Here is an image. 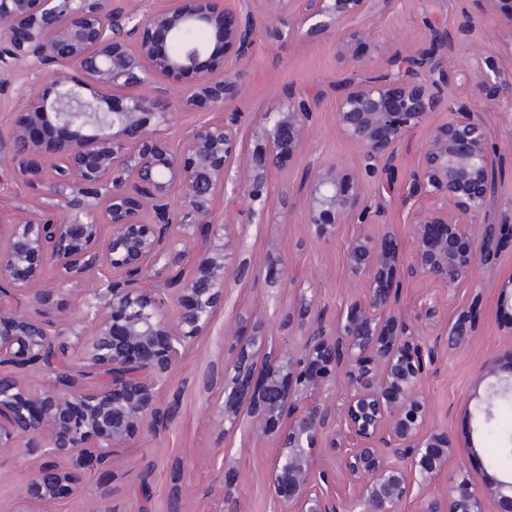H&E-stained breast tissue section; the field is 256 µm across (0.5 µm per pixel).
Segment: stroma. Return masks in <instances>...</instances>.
I'll return each instance as SVG.
<instances>
[{"instance_id": "1", "label": "stroma", "mask_w": 512, "mask_h": 512, "mask_svg": "<svg viewBox=\"0 0 512 512\" xmlns=\"http://www.w3.org/2000/svg\"><path fill=\"white\" fill-rule=\"evenodd\" d=\"M368 36L355 44L370 55L378 41L408 54L423 46L430 29L447 31L454 49L444 61L448 73L484 58L496 60L504 75L512 74V26L484 13L482 0H391L375 16L358 20ZM241 75L236 97L244 112L238 152L246 154L264 112L276 107L291 91L316 101L314 131L294 161L271 177V196L265 220L238 224L234 213L226 222L227 264L236 268L248 259L251 279L230 283L224 304L209 333L199 337L180 364L163 401L171 418L155 430L141 429L105 464L85 458L76 467L80 485L60 499L54 512H281L282 505L266 483L269 450L265 441L248 440L243 432L224 433L209 414L219 398L220 385L204 386L202 375H221L234 356L224 341L225 329L251 335L257 323L277 324L284 313L303 300H314L326 321H334L347 303L362 298L365 279L351 277L345 249L351 238L377 235L392 228L394 245L402 256L414 249V226L420 211L408 198L407 175L422 148L426 129L404 139L392 175L378 174L365 187L376 216L370 224H342L334 234L319 237L294 190L304 183L312 166L323 162L354 167L361 148L336 124V100L352 67L338 56L331 37L299 42L259 32L252 50L239 60ZM52 208L44 189H27L7 182L0 186V221L25 218L34 204ZM491 223L507 225L495 256L481 264L473 281L458 288L448 305L449 315L465 312L474 327L469 346L461 351L440 348L424 381L433 406L432 424L449 433L464 454L471 479L484 486L512 480V460L496 458L499 441L491 426L512 429V405L490 399V379L480 367L496 359L500 377L512 373V160L506 162L489 203ZM37 465L24 449L0 450V512H20L22 495Z\"/></svg>"}]
</instances>
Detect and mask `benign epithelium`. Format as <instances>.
<instances>
[{"mask_svg": "<svg viewBox=\"0 0 512 512\" xmlns=\"http://www.w3.org/2000/svg\"><path fill=\"white\" fill-rule=\"evenodd\" d=\"M490 15L507 13L512 0H483ZM389 0H165L149 14L112 0H0V74L53 82V96L32 88L34 104L7 133H0V171L35 188L48 180L58 219L36 208L22 222H0V449H27L44 460L21 512H51L77 477L59 460L92 452L112 459L144 426L163 423L171 409L161 394L193 342L211 328L228 284L220 205L236 207L241 224H253L268 203L273 170L291 164L310 142L315 103L290 92L265 113L253 148L239 161L244 113L233 103L235 64L255 41L262 9L292 10L294 26L278 36L339 34L336 52L352 73L336 101V123L362 149L353 168L316 165L298 190L308 225L318 236L340 224H367L373 203L363 174L390 166L406 134L443 108L448 120L430 127L409 180L412 195L427 201L416 222V248L406 259L393 251V233L351 239L346 263L368 277L364 300L341 309L328 324L313 301L288 310L284 325L295 339L268 356L262 330L241 339L236 360L221 375L224 401L210 408L229 433L242 427L260 437L276 424L267 482L283 512H401L417 494L416 512H485L489 497L509 505L512 481L479 490L464 474L462 454L448 434L432 426L433 409L422 383L441 341L462 350L472 326L447 319L441 298H422L413 322L382 318L395 296V271L452 292L474 278L487 254L471 228L481 223L493 189L495 156L489 146L483 88L504 82L490 59L461 68L456 79L469 91L448 98V34L430 30V44L406 55L388 42L375 56L355 55L367 32L351 29ZM211 27L224 52L208 70L198 68L207 43L177 44L185 28ZM162 35L170 51L159 56ZM71 69L87 81L68 80ZM195 73L178 105L217 117L188 128L177 146L160 139L171 102L131 89L169 73ZM102 87L128 89L126 103L110 106ZM56 283L85 279L83 310L75 321L30 312L19 298L43 302L44 270ZM172 300L178 314L163 308ZM77 339L76 363L45 386L32 376L50 364L67 337ZM257 401L246 405L245 385L257 365ZM343 372L341 402L328 385ZM328 448L348 488L336 491V472L318 466ZM443 488L429 492L437 482Z\"/></svg>", "mask_w": 512, "mask_h": 512, "instance_id": "benign-epithelium-1", "label": "benign epithelium"}]
</instances>
